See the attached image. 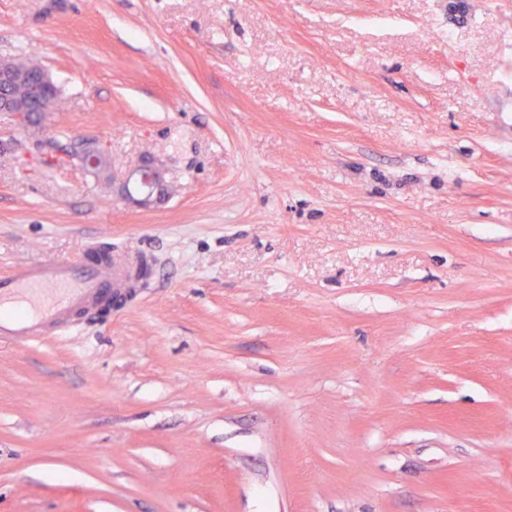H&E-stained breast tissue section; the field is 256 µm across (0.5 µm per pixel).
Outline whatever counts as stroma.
Segmentation results:
<instances>
[{"label":"stroma","mask_w":512,"mask_h":512,"mask_svg":"<svg viewBox=\"0 0 512 512\" xmlns=\"http://www.w3.org/2000/svg\"><path fill=\"white\" fill-rule=\"evenodd\" d=\"M511 38L512 0H0L60 91L0 113V275L151 266L0 343V512H512ZM165 173L151 159H145L123 185V193L136 207L150 209L165 191ZM139 186V190H134Z\"/></svg>","instance_id":"stroma-1"}]
</instances>
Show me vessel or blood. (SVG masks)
<instances>
[{"label":"vessel or blood","mask_w":512,"mask_h":512,"mask_svg":"<svg viewBox=\"0 0 512 512\" xmlns=\"http://www.w3.org/2000/svg\"><path fill=\"white\" fill-rule=\"evenodd\" d=\"M126 263L24 262L0 276V341L20 345L71 327L77 314L96 308L110 290L125 287Z\"/></svg>","instance_id":"1"}]
</instances>
